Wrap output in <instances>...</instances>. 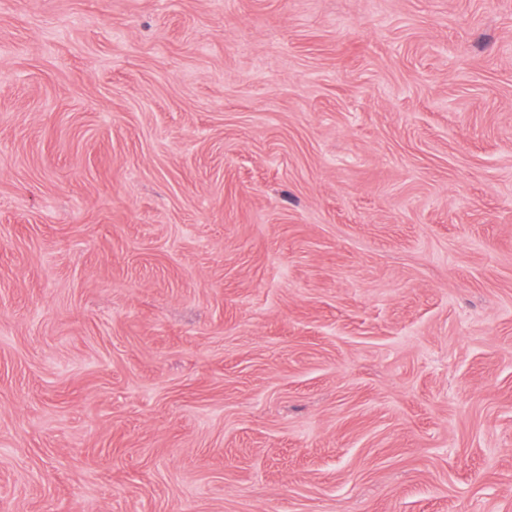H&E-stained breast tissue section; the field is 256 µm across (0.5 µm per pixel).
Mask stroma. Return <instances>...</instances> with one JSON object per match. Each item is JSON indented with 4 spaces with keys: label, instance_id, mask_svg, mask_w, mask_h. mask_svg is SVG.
Listing matches in <instances>:
<instances>
[{
    "label": "stroma",
    "instance_id": "1",
    "mask_svg": "<svg viewBox=\"0 0 512 512\" xmlns=\"http://www.w3.org/2000/svg\"><path fill=\"white\" fill-rule=\"evenodd\" d=\"M0 512H512V0H0Z\"/></svg>",
    "mask_w": 512,
    "mask_h": 512
}]
</instances>
